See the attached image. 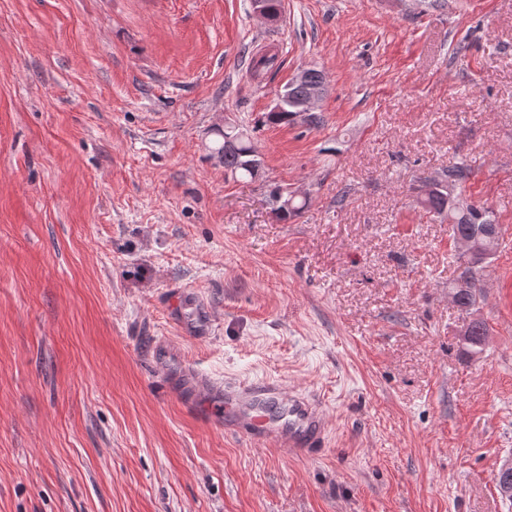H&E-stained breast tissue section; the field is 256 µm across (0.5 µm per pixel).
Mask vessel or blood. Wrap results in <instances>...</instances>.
Here are the masks:
<instances>
[{
	"instance_id": "obj_1",
	"label": "vessel or blood",
	"mask_w": 512,
	"mask_h": 512,
	"mask_svg": "<svg viewBox=\"0 0 512 512\" xmlns=\"http://www.w3.org/2000/svg\"><path fill=\"white\" fill-rule=\"evenodd\" d=\"M224 424L240 438L271 442L299 455L323 448L327 423L319 402L277 383L248 382L224 388Z\"/></svg>"
}]
</instances>
